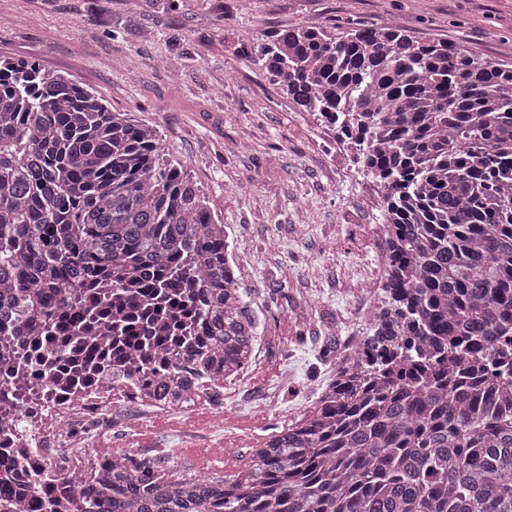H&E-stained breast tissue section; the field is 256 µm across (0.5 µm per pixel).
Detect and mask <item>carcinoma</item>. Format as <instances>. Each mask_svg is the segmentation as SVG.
Returning <instances> with one entry per match:
<instances>
[{
    "label": "carcinoma",
    "mask_w": 512,
    "mask_h": 512,
    "mask_svg": "<svg viewBox=\"0 0 512 512\" xmlns=\"http://www.w3.org/2000/svg\"><path fill=\"white\" fill-rule=\"evenodd\" d=\"M259 60L379 182L382 294L356 361L243 475L114 494L95 512H512V64L399 26L301 25ZM224 224L157 132L73 78L0 57V312L173 270L212 301L224 379L259 318Z\"/></svg>",
    "instance_id": "obj_1"
}]
</instances>
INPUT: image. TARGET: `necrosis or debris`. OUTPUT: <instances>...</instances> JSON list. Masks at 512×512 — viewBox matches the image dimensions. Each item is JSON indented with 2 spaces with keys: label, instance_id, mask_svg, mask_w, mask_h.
Returning <instances> with one entry per match:
<instances>
[{
  "label": "necrosis or debris",
  "instance_id": "1",
  "mask_svg": "<svg viewBox=\"0 0 512 512\" xmlns=\"http://www.w3.org/2000/svg\"><path fill=\"white\" fill-rule=\"evenodd\" d=\"M31 315L16 302L0 317V512H93L112 466L146 482L150 448L117 437L128 416L150 420L209 404L216 420L240 388L203 354L211 327L206 293L173 286L158 301L137 287L68 290ZM107 299L100 307L99 299Z\"/></svg>",
  "mask_w": 512,
  "mask_h": 512
}]
</instances>
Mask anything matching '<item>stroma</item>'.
I'll list each match as a JSON object with an SVG mask.
<instances>
[{"mask_svg": "<svg viewBox=\"0 0 512 512\" xmlns=\"http://www.w3.org/2000/svg\"><path fill=\"white\" fill-rule=\"evenodd\" d=\"M387 24L512 62V0H0V55L74 78L153 127L226 226L266 340L242 379L288 414L225 409L220 458L201 441L171 445L168 419L136 428L198 476L243 471L239 441L264 442L315 404L365 327L350 279L381 276L377 182L269 78L258 42L298 25ZM165 57L180 60L178 74Z\"/></svg>", "mask_w": 512, "mask_h": 512, "instance_id": "stroma-1", "label": "stroma"}]
</instances>
